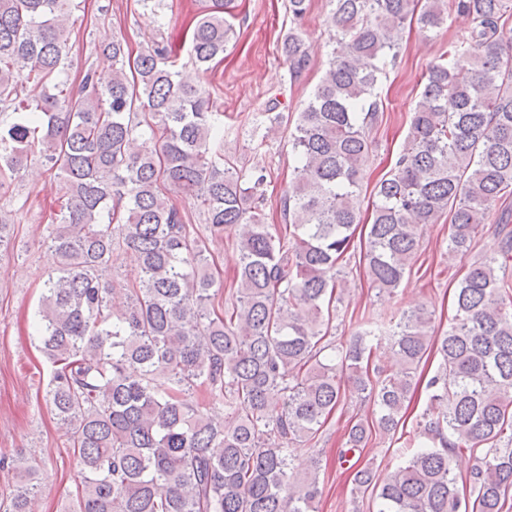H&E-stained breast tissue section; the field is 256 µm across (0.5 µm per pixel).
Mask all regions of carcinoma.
Masks as SVG:
<instances>
[{
    "label": "carcinoma",
    "instance_id": "1",
    "mask_svg": "<svg viewBox=\"0 0 512 512\" xmlns=\"http://www.w3.org/2000/svg\"><path fill=\"white\" fill-rule=\"evenodd\" d=\"M229 2L211 0L194 24L189 52L204 72L236 36ZM329 2L340 55L295 119L283 223L268 224L265 171L224 160L220 113L177 69L172 42L157 39L133 58L112 41L102 49L111 81L88 70L74 92L60 79L74 0H0V194L36 147L61 180L43 238L57 265L33 328L52 367L44 400L84 473L72 512H315L319 463L294 464V449L320 434L347 382L374 423L350 426L340 458L362 453L373 429L394 438L432 356L420 444L381 470L362 466L355 491L372 512H504L512 498V279L501 274L512 261V0ZM450 10L471 27L430 66L355 254L386 64L407 22L434 30ZM280 52L301 79L309 58L300 35L288 32ZM279 107L272 99L255 114L257 147L288 126ZM143 126L150 137L140 141ZM179 198L198 202L204 229L186 222ZM444 214L450 261L472 252L493 214L497 235L496 253L457 281L448 329L418 308L384 332L363 319L336 345L351 259L391 296L421 227ZM226 232L239 254L228 289L209 247ZM12 249L14 225L0 215V258ZM126 249L139 257L130 279L112 272ZM116 291L126 298L119 311ZM383 344L387 365L375 363ZM217 402L222 425L209 416ZM462 452L472 465L459 477L452 463ZM7 460L20 484L4 512H30L37 471Z\"/></svg>",
    "mask_w": 512,
    "mask_h": 512
}]
</instances>
